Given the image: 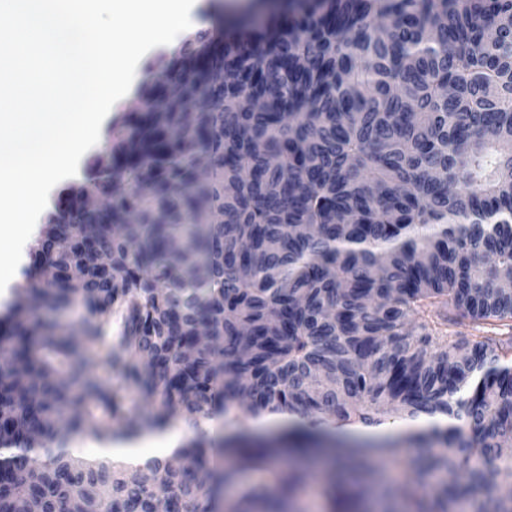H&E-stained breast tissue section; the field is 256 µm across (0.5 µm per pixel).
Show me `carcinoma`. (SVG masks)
I'll return each mask as SVG.
<instances>
[{
  "instance_id": "1",
  "label": "carcinoma",
  "mask_w": 512,
  "mask_h": 512,
  "mask_svg": "<svg viewBox=\"0 0 512 512\" xmlns=\"http://www.w3.org/2000/svg\"><path fill=\"white\" fill-rule=\"evenodd\" d=\"M35 263L53 281L0 314V512H217L211 454L226 485L265 475L222 512H305L316 474L325 512H512V0H293L198 33ZM216 405L237 429L451 423L321 448L319 469L207 437ZM176 417L192 434L167 457L69 451ZM421 442L404 484L366 466ZM288 418L285 414H269L264 416L261 420H259L258 424L260 426H264L271 423H277ZM277 425L271 424L269 426L258 429L259 427L256 425V421H249L244 429V431L252 436L258 438H266L273 435H279L284 432H288L290 428H276Z\"/></svg>"
}]
</instances>
